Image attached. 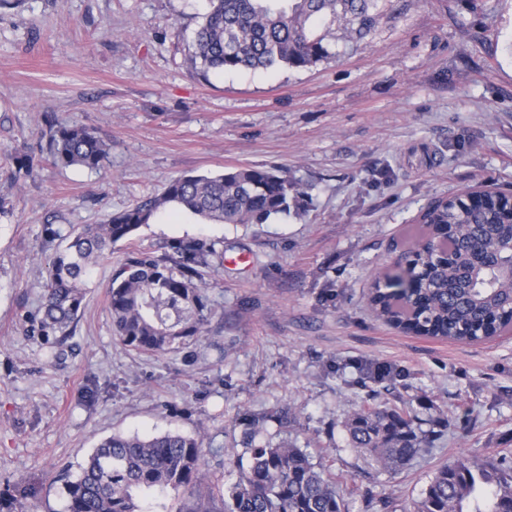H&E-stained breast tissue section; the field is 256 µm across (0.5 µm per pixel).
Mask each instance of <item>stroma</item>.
<instances>
[{
	"instance_id": "1",
	"label": "stroma",
	"mask_w": 512,
	"mask_h": 512,
	"mask_svg": "<svg viewBox=\"0 0 512 512\" xmlns=\"http://www.w3.org/2000/svg\"><path fill=\"white\" fill-rule=\"evenodd\" d=\"M205 6L0 0V512H62L65 476L115 434L203 436L207 483L231 485L249 459L246 412L267 415L263 439L391 502L353 495L347 512H413L440 465L512 452V335L404 333L369 304L429 202L482 182L512 192V0H381L367 37L312 67L204 74L192 40ZM51 119L111 139L105 169L41 160ZM240 166L287 170L301 210L265 224L167 210L95 268L66 344L37 335L46 226L101 224L174 177ZM193 238L216 249L203 335L165 355L126 349L107 309L115 263ZM374 363L395 379L363 386ZM372 391L449 421L403 470L347 443Z\"/></svg>"
}]
</instances>
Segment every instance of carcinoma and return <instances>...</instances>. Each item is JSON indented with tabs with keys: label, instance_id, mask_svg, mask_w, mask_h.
<instances>
[{
	"label": "carcinoma",
	"instance_id": "cac0c4a2",
	"mask_svg": "<svg viewBox=\"0 0 512 512\" xmlns=\"http://www.w3.org/2000/svg\"><path fill=\"white\" fill-rule=\"evenodd\" d=\"M379 0H207L193 41V58L203 71L234 72L280 65L307 68L329 56V45L368 36L381 13ZM112 142L81 123L53 125L46 154L53 163L89 170L103 168ZM303 191L288 172L244 166L215 175L178 176L111 215L103 224H84L63 234L46 228L49 241L65 245L49 263L40 307L39 334L62 344L73 336L96 265L112 258V246L169 207L221 224H265L300 209ZM507 199L489 195L479 207L439 199L421 212L424 234L417 255L433 256L436 241L453 225L451 263L434 268L418 288L421 314L398 312L374 291L371 305L388 323L434 337L471 343L460 328L483 324L503 332L512 280L494 269H476V254L493 252L512 235ZM170 248L173 264L150 252H134L112 274L108 309L116 338L141 353L163 355L201 336L212 309L201 268L215 254L207 239H179ZM266 416L245 414L242 443L247 467L223 490L203 483V439L166 432L139 437L113 435L89 456L80 473L65 482L63 512H150L148 499L192 489L196 504L186 512H345L339 481L328 477L310 454L293 443L255 444ZM403 400L367 403L345 422L348 444L384 471L400 470L430 447L432 433ZM505 456L461 457L439 466L415 512H512V467Z\"/></svg>",
	"mask_w": 512,
	"mask_h": 512
}]
</instances>
